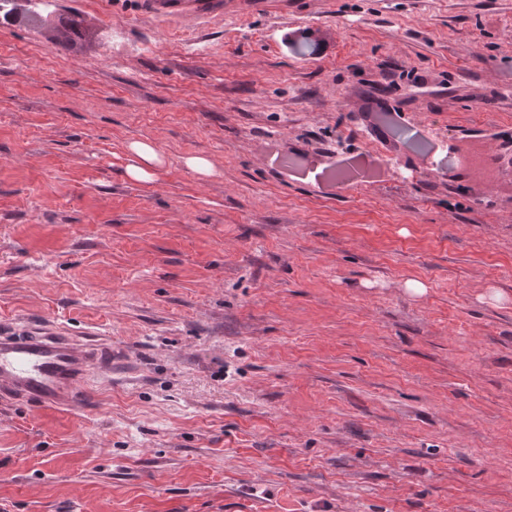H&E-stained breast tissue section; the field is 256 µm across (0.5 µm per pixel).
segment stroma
Listing matches in <instances>:
<instances>
[{
  "label": "stroma",
  "instance_id": "stroma-1",
  "mask_svg": "<svg viewBox=\"0 0 512 512\" xmlns=\"http://www.w3.org/2000/svg\"><path fill=\"white\" fill-rule=\"evenodd\" d=\"M53 10L83 36L0 23V317L124 360L0 402V512H512V0ZM257 0H144L147 13L157 19H174L185 25H197L223 18L230 6ZM126 150L130 156L125 167L127 176L136 182H151L163 166L164 160L156 148L148 142L131 141Z\"/></svg>",
  "mask_w": 512,
  "mask_h": 512
}]
</instances>
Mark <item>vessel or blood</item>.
<instances>
[{
    "label": "vessel or blood",
    "instance_id": "vessel-or-blood-1",
    "mask_svg": "<svg viewBox=\"0 0 512 512\" xmlns=\"http://www.w3.org/2000/svg\"><path fill=\"white\" fill-rule=\"evenodd\" d=\"M149 15L186 25L223 17L233 0H144ZM112 367V343L81 340L54 323L0 329V401L66 412L79 403L92 371Z\"/></svg>",
    "mask_w": 512,
    "mask_h": 512
}]
</instances>
